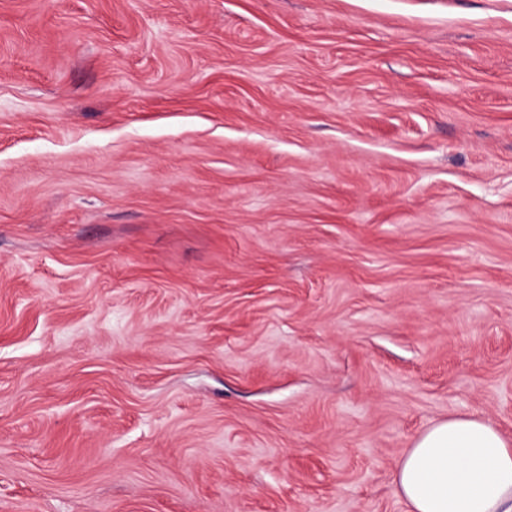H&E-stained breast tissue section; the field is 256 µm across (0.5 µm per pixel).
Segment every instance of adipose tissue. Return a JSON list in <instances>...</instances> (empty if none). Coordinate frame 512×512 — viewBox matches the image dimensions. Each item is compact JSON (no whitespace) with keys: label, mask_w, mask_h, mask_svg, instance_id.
<instances>
[{"label":"adipose tissue","mask_w":512,"mask_h":512,"mask_svg":"<svg viewBox=\"0 0 512 512\" xmlns=\"http://www.w3.org/2000/svg\"><path fill=\"white\" fill-rule=\"evenodd\" d=\"M394 485L408 512H512V440L482 417L437 421L406 450Z\"/></svg>","instance_id":"ef3b65f1"}]
</instances>
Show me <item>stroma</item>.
<instances>
[{"label":"stroma","mask_w":512,"mask_h":512,"mask_svg":"<svg viewBox=\"0 0 512 512\" xmlns=\"http://www.w3.org/2000/svg\"><path fill=\"white\" fill-rule=\"evenodd\" d=\"M512 439V0H0V512H407ZM394 485L407 512H511L512 440L482 417L437 421L406 450Z\"/></svg>","instance_id":"obj_1"}]
</instances>
